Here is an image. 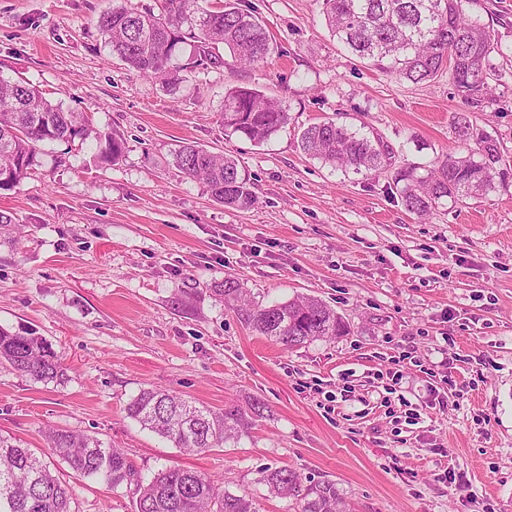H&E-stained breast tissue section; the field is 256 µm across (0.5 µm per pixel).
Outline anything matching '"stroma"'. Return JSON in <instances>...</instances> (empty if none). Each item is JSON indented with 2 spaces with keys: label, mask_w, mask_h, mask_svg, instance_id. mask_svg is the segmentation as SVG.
I'll return each mask as SVG.
<instances>
[{
  "label": "stroma",
  "mask_w": 512,
  "mask_h": 512,
  "mask_svg": "<svg viewBox=\"0 0 512 512\" xmlns=\"http://www.w3.org/2000/svg\"><path fill=\"white\" fill-rule=\"evenodd\" d=\"M245 2L273 40L267 59L225 55L172 91L105 47L112 0H0V76L126 138L114 166L92 143H41L39 166L0 192L14 218L0 228V328L42 337L67 370L57 385L0 365V433L64 475L72 512H133V495L70 474L51 428L124 449L146 477L201 472L259 512L297 510L269 494L266 468L335 483L353 512H512V184L408 211L395 170L454 144L447 77L399 80L348 54L322 0ZM469 13L494 29L502 73L477 123L512 165V0ZM235 86L281 103L287 125L258 145L225 133ZM326 119L383 141L389 166L344 173L304 154L299 134ZM184 142L234 156L256 204L224 207L180 173ZM227 278L259 304L319 298L345 330L283 349L214 300ZM144 388L265 411L239 442L188 455L127 417Z\"/></svg>",
  "instance_id": "stroma-1"
}]
</instances>
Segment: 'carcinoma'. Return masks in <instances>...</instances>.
I'll return each mask as SVG.
<instances>
[{
  "instance_id": "carcinoma-1",
  "label": "carcinoma",
  "mask_w": 512,
  "mask_h": 512,
  "mask_svg": "<svg viewBox=\"0 0 512 512\" xmlns=\"http://www.w3.org/2000/svg\"><path fill=\"white\" fill-rule=\"evenodd\" d=\"M471 0H323L325 25L349 52L386 73L414 83L446 73L464 104L452 116L457 141L437 165H408L396 172L394 184L407 210L426 214L447 200L488 195L512 176L500 167L496 140L478 129L473 114L494 105L493 84L499 70L491 61L498 49L490 27L472 17ZM196 0H160V13L122 3L98 18V29L112 55L145 77L175 90L188 75L224 62L223 46L243 64L263 61L272 39L255 10L237 0L224 9ZM190 46L187 63L171 61ZM224 130L260 144L288 122V112L262 91L235 87L224 95ZM97 142L96 159L113 164L123 156L126 139L96 129L81 112L66 111L33 85L0 76V191L14 189L39 165L45 141L72 144ZM302 151L326 164L354 173H377L389 160V147L345 124L325 120L300 135ZM175 166L187 177L206 182L214 199L227 207L248 209L256 203L251 182L231 156L191 143L173 152ZM246 289L228 278L213 289L216 300L232 306L248 328L286 349L338 335L343 324L336 312L315 297H298L269 306L244 299ZM37 382L60 383L66 371L43 339L0 329V362ZM126 415L176 448L201 452L238 441L262 416L255 400L245 411L238 406L211 410L157 389H142L127 403ZM49 448L79 476L112 488L134 486V512H256L245 495L185 468H161L144 478L121 448L67 429L47 435ZM262 481L269 493L296 500L298 512H350L336 485L303 482L286 468L267 469ZM66 481L52 473L21 440L0 434V512H71Z\"/></svg>"
}]
</instances>
